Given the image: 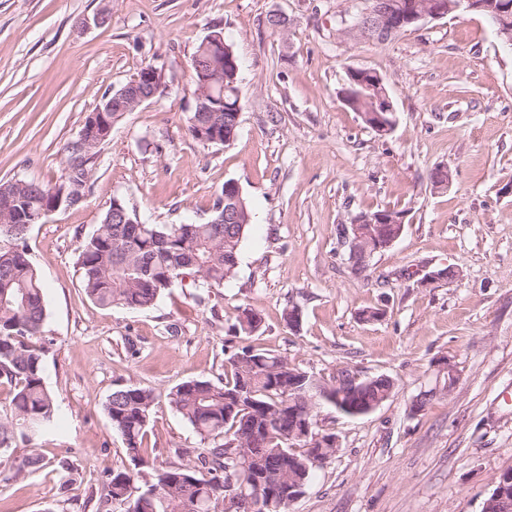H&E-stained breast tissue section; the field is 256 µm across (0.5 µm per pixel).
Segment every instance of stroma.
<instances>
[{
    "label": "stroma",
    "instance_id": "1",
    "mask_svg": "<svg viewBox=\"0 0 512 512\" xmlns=\"http://www.w3.org/2000/svg\"><path fill=\"white\" fill-rule=\"evenodd\" d=\"M109 5L105 24L84 26ZM362 0H0V180L58 182L86 115L146 64L157 95L126 113L102 146L85 202L28 234L44 284L43 379L57 429L34 446L40 469L0 481V512H118L112 471L130 467L104 412L112 390L158 396L148 467L194 462L199 436L171 407L186 380L224 376L239 307L262 317L251 344L320 383L347 371L389 377L369 414L317 409L335 457L291 512H482L512 468V47L485 16L426 20L386 43L339 35ZM291 20L271 30L269 12ZM222 29L242 65L232 141L192 137L190 61ZM351 68L378 72L396 113L381 136L340 92ZM447 169V187L430 174ZM250 204L237 273L195 300L169 288L150 309H104L84 294L83 241L113 199L150 224L207 222L226 181ZM381 209L403 212L398 240L354 273L338 231ZM424 266L458 277L421 285ZM299 307L290 329L285 310ZM385 309L366 322L363 310ZM457 370L452 386L439 360ZM433 391L421 412L412 404Z\"/></svg>",
    "mask_w": 512,
    "mask_h": 512
}]
</instances>
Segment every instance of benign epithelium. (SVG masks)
<instances>
[{"instance_id":"7a95c632","label":"benign epithelium","mask_w":512,"mask_h":512,"mask_svg":"<svg viewBox=\"0 0 512 512\" xmlns=\"http://www.w3.org/2000/svg\"><path fill=\"white\" fill-rule=\"evenodd\" d=\"M485 10L487 7L483 0H408L404 5L397 0H375L374 5L360 12L362 23L341 29V34L354 39L366 38L385 42L405 28L427 19H442L454 13ZM201 53L211 59V63L198 67L199 79L196 90L192 92L193 99L198 104L194 124L198 130L199 140L208 145L219 140V132L213 127L210 113L218 112L220 107L224 106V62H229V65L234 68L238 67V64L233 52L224 42L222 33L208 35L201 47ZM364 76H366L364 80L361 78L355 80V83L364 89L360 95L361 100L367 102L371 109L381 105L384 107V113H394L383 77L368 70L364 71ZM161 84L162 74L156 66L151 65L139 71L112 95L105 109L98 108L89 114V122L81 131L82 140L93 146H100L109 135V132L101 131V128L106 126V113H114L113 121L120 120L124 114L134 111L153 98ZM224 202L227 203V208L217 223H237L241 206V189L236 182L227 183ZM112 220L115 224L140 223L139 215H129L118 199L112 202ZM402 223L404 218L389 214L362 216L356 223L344 226L343 243L353 254L388 248L394 240L373 241L372 226ZM306 379L309 380L308 386L301 390L305 402L301 420L303 430L309 433L313 427L310 422V405L322 400L334 401V387L323 385L310 375L306 376ZM511 508L512 469L510 468L499 476L495 488L485 501L483 512H508Z\"/></svg>"}]
</instances>
